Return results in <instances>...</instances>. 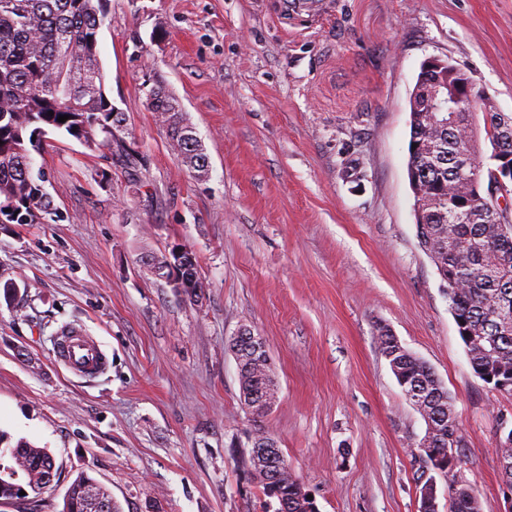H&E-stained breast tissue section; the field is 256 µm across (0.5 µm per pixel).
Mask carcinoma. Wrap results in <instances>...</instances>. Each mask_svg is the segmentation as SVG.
<instances>
[{"label": "carcinoma", "instance_id": "1", "mask_svg": "<svg viewBox=\"0 0 512 512\" xmlns=\"http://www.w3.org/2000/svg\"><path fill=\"white\" fill-rule=\"evenodd\" d=\"M109 0H0V223L29 224L55 215L43 167L32 152L51 132L84 140L89 149L112 147V130L122 127L123 113L112 104L99 58L100 30L112 24ZM148 109L167 126L172 146L197 177L209 163L195 128L163 84L146 91ZM477 102L457 103L458 112L441 121L439 112L410 109L407 173L412 186L416 237L440 277L451 279L448 310L457 326L473 337L465 344L475 375L512 395V222L496 223L495 212L469 197L471 172L460 166L477 127ZM67 115L64 122L57 121ZM503 121L498 149L512 152V113L491 112ZM380 354L396 368L397 383L416 410L440 431L438 452L460 448L455 399L433 368L407 349L387 329L377 336ZM240 389L272 397L264 362L244 360ZM26 481L14 482L0 472V501H32L52 488L45 478L51 453L27 441L15 444ZM250 448L242 458L245 477L256 483L274 512H318L303 483L284 459L273 457L264 471L256 469ZM503 481L512 489V444H499ZM448 512H481L476 481L468 478L460 459L448 467ZM25 495H20V491ZM61 512H120L112 496L93 478L81 474L69 486Z\"/></svg>", "mask_w": 512, "mask_h": 512}]
</instances>
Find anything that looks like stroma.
Here are the masks:
<instances>
[{
    "label": "stroma",
    "mask_w": 512,
    "mask_h": 512,
    "mask_svg": "<svg viewBox=\"0 0 512 512\" xmlns=\"http://www.w3.org/2000/svg\"><path fill=\"white\" fill-rule=\"evenodd\" d=\"M99 34L124 114L113 148L47 136L58 215L0 224V431L49 449L61 512L80 474L122 512H264L239 450L251 416L229 339L262 336L278 383L264 421L319 512H417L425 422L377 347L387 329L455 399L482 512H505L496 430L512 395L470 368L447 289L416 238L409 98L451 61L512 113V0H111ZM163 81L208 156L197 179L146 105ZM138 151L128 168L119 147ZM190 248L189 299L151 257ZM105 351L60 364L61 327Z\"/></svg>",
    "instance_id": "obj_1"
}]
</instances>
